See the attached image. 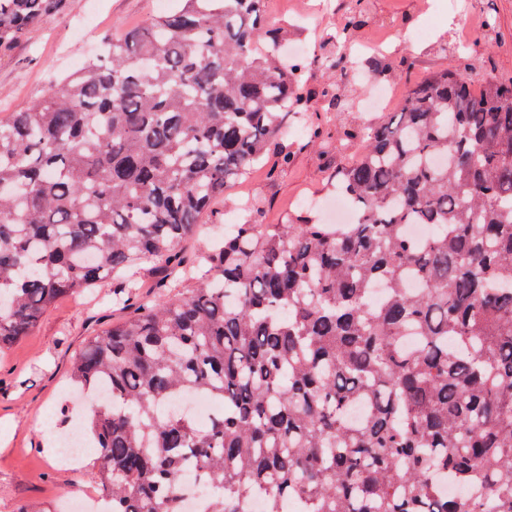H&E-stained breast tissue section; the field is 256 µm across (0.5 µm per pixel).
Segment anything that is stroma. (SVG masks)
<instances>
[{
	"label": "stroma",
	"instance_id": "obj_1",
	"mask_svg": "<svg viewBox=\"0 0 512 512\" xmlns=\"http://www.w3.org/2000/svg\"><path fill=\"white\" fill-rule=\"evenodd\" d=\"M289 24L288 46L319 54L327 34L334 31L342 0H268ZM177 0H67L65 8L48 16L8 55L0 57V113L26 107L50 95L57 82L73 73L74 62L86 61L100 41L117 36L175 8ZM493 18L494 27L478 39L469 30L475 18ZM376 44V54L392 63L410 58L418 73L448 65L451 58L471 55L478 75L512 77V0H372L369 23L352 32L349 53L363 44ZM283 136L295 156L278 175L262 170L242 180L216 199L207 224L237 223L235 203L244 196L265 200L268 221L281 223L299 205L323 221V201L332 197L328 177L335 167L351 163L358 145L345 143L341 154L323 146H308L296 123ZM111 283L80 297H67L48 309L27 336L0 353V512H18L23 505L60 508L69 494H97L94 460L71 468L58 462L51 448L70 406L71 364L89 337L111 321Z\"/></svg>",
	"mask_w": 512,
	"mask_h": 512
}]
</instances>
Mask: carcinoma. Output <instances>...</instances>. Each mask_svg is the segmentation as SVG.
Wrapping results in <instances>:
<instances>
[{"label":"carcinoma","mask_w":512,"mask_h":512,"mask_svg":"<svg viewBox=\"0 0 512 512\" xmlns=\"http://www.w3.org/2000/svg\"><path fill=\"white\" fill-rule=\"evenodd\" d=\"M66 4L0 0V55ZM367 11L346 0L309 86L308 62L281 65L288 24L265 0H179L0 116V352L109 277L134 306L71 372L76 391L109 389L82 425L105 512H184L186 465L204 512H512V79L458 58L405 77L384 123L344 129L360 154L333 180L355 223L266 224L252 198L184 252L269 150L292 161L288 115L315 144L309 102L354 110L338 36ZM143 266L159 295L138 291ZM179 275L198 285L171 295ZM195 393L218 405L207 425L163 410Z\"/></svg>","instance_id":"1"}]
</instances>
